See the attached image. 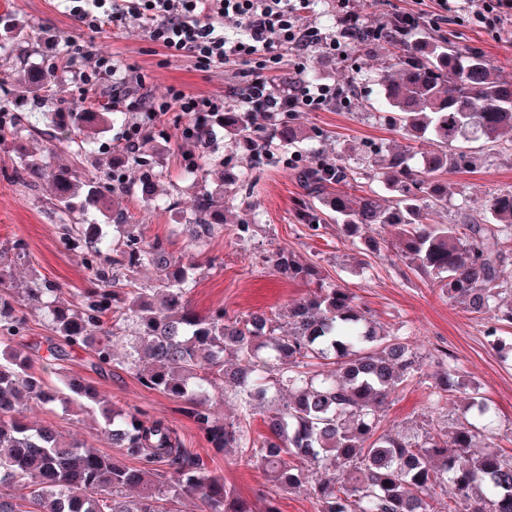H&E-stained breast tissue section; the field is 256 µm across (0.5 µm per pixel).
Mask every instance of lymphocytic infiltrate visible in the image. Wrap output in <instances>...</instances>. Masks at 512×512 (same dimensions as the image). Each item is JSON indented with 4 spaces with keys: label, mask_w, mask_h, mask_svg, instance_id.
Here are the masks:
<instances>
[{
    "label": "lymphocytic infiltrate",
    "mask_w": 512,
    "mask_h": 512,
    "mask_svg": "<svg viewBox=\"0 0 512 512\" xmlns=\"http://www.w3.org/2000/svg\"><path fill=\"white\" fill-rule=\"evenodd\" d=\"M65 7L79 24L98 31L125 15H133L147 27L153 42L174 54L184 53L201 68L221 67L230 62L257 61L248 72L249 79L231 98L197 96L179 86H171L166 96L146 93V82L135 86L115 83L117 68L111 57L96 59L92 72L83 81L90 88L104 82L112 84L113 104L138 107L143 121L127 126L123 142L139 145L147 124L157 123L168 112L178 111L189 117L183 137L195 140L199 130H213L214 118L227 102H235L245 112H289L301 106L311 112L335 100L340 90L329 83L302 81L304 64H296V78L287 88L273 85L266 71L278 69L282 49L338 51L344 35L326 38L312 26L300 22V14L309 9L311 0H64Z\"/></svg>",
    "instance_id": "lymphocytic-infiltrate-1"
}]
</instances>
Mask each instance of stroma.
Instances as JSON below:
<instances>
[{
  "mask_svg": "<svg viewBox=\"0 0 512 512\" xmlns=\"http://www.w3.org/2000/svg\"><path fill=\"white\" fill-rule=\"evenodd\" d=\"M398 13L419 18L420 34L440 33L461 47L475 48L512 80V16L492 26L474 24L471 10L443 9L439 0H352L347 14L336 11V0H315L304 24L318 27L324 36H334L345 16L376 28ZM0 17L24 30H35L32 39L13 42L0 49V106L10 113L66 112L77 105L82 92L77 80L78 66L95 53H110L122 74L129 78L145 76L151 94L165 95L170 86H181L196 95H221L236 84L235 74L243 63H229L218 69L197 68L187 55H174L156 45L148 31L135 19L92 32L78 28L66 13L61 0H0ZM75 65H68V57ZM387 61L382 45L363 49L345 48L343 55L309 50L305 78L343 89H353L349 102H336L318 112H300L302 124L322 131L323 136L306 143L325 158L345 159L358 173H369L377 149L404 146L405 141L382 113L371 110L377 88L371 80L375 69ZM30 65L51 70L55 83L48 98L19 97L8 80L9 74ZM186 123L179 112L168 113L151 129L159 157L160 200L166 208L141 203L138 195L119 194L116 206L128 212L147 239L162 240L176 256L187 255L188 239L182 225L190 214L196 195L220 185L223 170L224 139L216 137L211 149L198 153L195 169H187L181 154L187 144L182 137ZM241 171L240 181L229 185L235 207L228 213L223 234L213 239L209 250L197 256L199 269L189 300L196 313L203 314L224 306L229 315L243 317L272 307L283 308L305 297L308 286L288 279L264 260L265 255L286 249L316 264L328 280L348 288L370 317L390 332H401L421 357L419 378L392 394L381 409L384 427L413 437L438 428L452 432L461 422L473 419V395L485 398L496 411L498 426L494 448L512 456V328L498 332V342H490L464 304L449 299L447 292L434 287L430 278L411 269L401 257L395 228L371 230L381 244L380 253L366 249L363 239L346 237L340 226L327 222L318 230L299 224L296 208L302 191L286 163L275 160L249 166L234 161ZM16 151L13 144H0V250L22 241L25 259L15 261V284L32 277L47 279L74 292L84 288L88 270L79 252L66 247L58 226L38 184H20L15 179ZM448 223L476 216L487 194L512 190V143L475 156L470 172H449ZM251 224L248 242H239L236 224ZM450 366L461 388L449 400L434 404L431 386L442 366ZM77 377L94 385L116 405L172 422L185 446L199 455L209 471L223 475L227 484L250 503L254 512H263L274 503L278 512H316L313 501L299 491L270 493L261 470L240 456L215 453L199 431L184 402L167 398L146 388L120 365L95 370L84 351L72 352L61 365L48 368L49 383L63 377ZM31 423L53 426L69 440H80L90 447L109 451L110 446L97 430L92 414L34 406L27 410Z\"/></svg>",
  "mask_w": 512,
  "mask_h": 512,
  "instance_id": "35a3bbf8",
  "label": "stroma"
}]
</instances>
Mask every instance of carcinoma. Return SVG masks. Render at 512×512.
I'll return each instance as SVG.
<instances>
[{"label":"carcinoma","instance_id":"1","mask_svg":"<svg viewBox=\"0 0 512 512\" xmlns=\"http://www.w3.org/2000/svg\"><path fill=\"white\" fill-rule=\"evenodd\" d=\"M360 49L373 41L386 46L390 64L378 73L379 102L393 126L412 142L430 140L438 150L420 169L409 150L379 160L377 175L392 194L370 189L351 194L333 186L355 180L345 162L315 158L296 165L294 176L306 196L298 219L309 229L329 217L349 237L373 225L399 228V249L415 269L466 300L476 319L492 314L498 324H512V304L498 299L512 294V269L506 244L512 243V191L494 193L480 218L459 224L443 220L448 208L450 171L469 169V143L482 141L495 150L512 132V82L500 78L484 55L459 48L440 36L409 34L419 23L394 15L381 30L354 18L344 22ZM18 95L48 97L51 76L31 66L11 77ZM113 113L82 108L55 112L59 130L50 148H74L112 125ZM24 116L0 128V142L24 138ZM224 150L234 159L248 152L258 157L288 151L320 136L296 122L295 113L272 118L255 112L224 110ZM151 137L129 154L112 149L110 170H143L137 186L141 199L155 198L161 172L154 170ZM16 177L46 186L64 244L83 255L88 284L64 296L62 288L35 277L14 294L8 266L0 262V512H255L224 478L206 470L202 459L184 447L165 418L127 411L109 403L81 380L51 386L43 357L22 356L14 343L28 331L25 307L42 311L53 336L49 356L59 360L64 348H81L103 368L113 362V341L136 326L124 361L143 384L190 405L191 417L217 453H240L262 469L279 490L304 488L317 512H433L428 498L437 487H453L455 507L448 512H512V457L478 451L484 431L460 424L451 436L424 435L410 441L381 428L382 403L412 382L420 356L408 338L379 331L350 291L326 281L319 268L281 249L269 257L277 270L312 287L287 314L271 308L230 317L218 306L205 315L190 306L195 267L148 241L129 224L128 214L110 208V199L131 191L112 178L103 181L82 165L52 167L42 156L17 150ZM234 197L200 192L185 226L194 247L203 252L224 232ZM93 208L122 235L107 240L94 224L84 223ZM156 270L148 287L138 283L144 267ZM229 385L240 399L236 423L214 417L212 391ZM458 388L451 370L436 377L434 394L446 400ZM286 391L288 404L267 416L269 435L243 442V423L263 409L271 391ZM76 406L98 413L97 426L122 455L121 460L84 444L62 441L45 425H30L31 405Z\"/></svg>","mask_w":512,"mask_h":512}]
</instances>
